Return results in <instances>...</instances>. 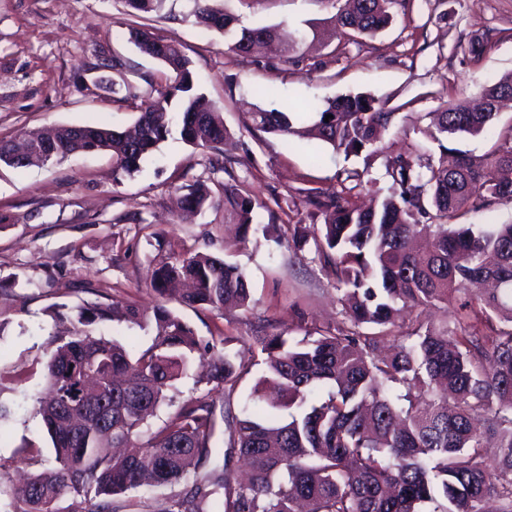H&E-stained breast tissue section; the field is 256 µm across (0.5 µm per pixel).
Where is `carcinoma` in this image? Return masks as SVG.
Returning <instances> with one entry per match:
<instances>
[{"instance_id": "obj_1", "label": "carcinoma", "mask_w": 512, "mask_h": 512, "mask_svg": "<svg viewBox=\"0 0 512 512\" xmlns=\"http://www.w3.org/2000/svg\"><path fill=\"white\" fill-rule=\"evenodd\" d=\"M166 0H126L130 15L159 14ZM333 33L373 37L394 20L396 0H336ZM195 23L224 36L228 49L249 55L263 46L286 61L305 34L282 25L247 27L240 16L194 0ZM139 53L164 68V82L144 78L147 95L126 80L111 92L137 111L131 126L62 125L24 134L25 155L0 140V165L24 168L59 162L92 146L112 158L115 185L141 171L143 161L178 130L181 140L207 149L219 183L224 220L241 239L260 233L294 255L306 251L341 292L339 318L317 336L253 337L258 355L245 362L228 349L243 337L224 332L206 340L169 301L205 310L250 309L246 272L226 259L200 253L172 255L152 265L149 284L162 303L147 313L134 302L86 303L77 309L69 338L50 341L47 396L37 413L55 465L18 488L0 487V512H69L63 500L92 504L86 512H112L107 496L147 487L162 490L193 479L194 488L171 499L165 512H484L495 499L512 512V224H460L462 204L478 212L512 202V124L497 129L498 103L512 94V72L481 89L479 109L464 99L446 102L428 132L453 164L416 146L387 159L390 191L370 206L357 203L364 172L344 171L339 192H310L320 225L279 223V199L260 203L247 180L233 174L222 146L228 130L217 105L197 92L191 62L146 24L129 29ZM333 118L324 121L326 115ZM397 113L371 94L326 101L309 126L288 109L258 108L257 131L291 142L313 138L335 152L358 156L379 142ZM491 135L474 155L449 142ZM361 147H356V144ZM212 199L205 180L175 189L181 211L200 212ZM268 223L256 221V209ZM450 319L434 324L425 311L456 300ZM415 312L404 321L400 308ZM112 322L145 328L152 345L141 352L103 337ZM207 367V383L231 397L254 376L250 401L228 423L226 448L216 446L215 407L204 398L184 402L156 431L143 430L168 392ZM497 442L491 468L485 441ZM223 457L222 466L211 462ZM249 471L233 482L232 460Z\"/></svg>"}]
</instances>
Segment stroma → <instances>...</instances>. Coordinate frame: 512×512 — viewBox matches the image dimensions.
Returning a JSON list of instances; mask_svg holds the SVG:
<instances>
[{
    "instance_id": "35a3bbf8",
    "label": "stroma",
    "mask_w": 512,
    "mask_h": 512,
    "mask_svg": "<svg viewBox=\"0 0 512 512\" xmlns=\"http://www.w3.org/2000/svg\"><path fill=\"white\" fill-rule=\"evenodd\" d=\"M247 25L283 22L290 28L320 24L337 11L335 0H226ZM193 0H167L164 17H148L160 38L181 46L197 88L220 106L234 140L226 147L236 176L248 177L263 202L295 201L294 222L308 223L307 190H339L338 175L362 170V199L386 193L387 156L418 145L437 152L420 132L424 114L449 99L473 97L512 71V0H398L393 25L356 42L333 40L288 61L231 52L220 34L194 24ZM124 0H0V138L21 130L96 122L124 126L135 118L128 104L113 101L104 83L112 69L103 59L128 63L125 79L142 86L163 68L128 41ZM369 93L398 119L383 149L345 157L331 147L305 142L284 146L251 133V106L286 103L306 112L324 100ZM210 152L172 135L121 185L112 183V161L103 153L80 154L40 167L0 168V277L19 275L25 285L0 291V401L12 410L0 442V483L51 467L47 436L35 412L53 332L65 330L77 306L131 300L152 309L157 298L147 281L150 266L173 252L227 255L251 283L254 306L209 311L178 307L196 334L215 329L230 336L275 331L304 336L335 325L339 305L333 281L319 263L287 248L248 238L236 243V225L225 223L222 203L193 219L176 215L177 186L208 176ZM60 306L54 317L51 306ZM208 396L239 411L246 396H232L192 380L178 382L173 402L151 418L163 426L188 399ZM43 448L31 460L29 446ZM184 484L162 491L136 489L115 498L118 512H163Z\"/></svg>"
}]
</instances>
